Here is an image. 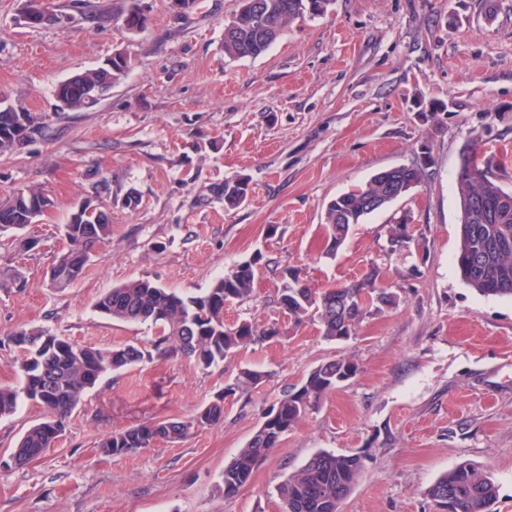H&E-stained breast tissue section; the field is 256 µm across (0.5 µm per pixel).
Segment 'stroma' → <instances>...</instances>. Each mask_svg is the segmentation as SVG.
Masks as SVG:
<instances>
[{"instance_id": "35a3bbf8", "label": "stroma", "mask_w": 512, "mask_h": 512, "mask_svg": "<svg viewBox=\"0 0 512 512\" xmlns=\"http://www.w3.org/2000/svg\"><path fill=\"white\" fill-rule=\"evenodd\" d=\"M168 2L141 0L148 26L132 32L121 17L130 0H53L65 22L38 28L22 21L25 0H0V91L42 122L36 139L0 155V198L37 187L54 202L25 231L34 250L0 235V264L26 277L23 290L0 291V336L39 327L81 345L146 348L153 330L101 314V295L133 279L200 294L258 253L262 276L224 319L278 321L284 335L205 371L177 355L108 375L55 446L18 468L8 463L15 443L45 417L22 403L0 419V512H281L275 486L320 450L363 461L341 512H433L425 490L465 461L492 473L494 512H512V299L480 295L454 263L464 145L483 141L499 184L512 190V0H496L490 13L485 0H333L242 59L224 54L239 0H201L184 17ZM116 52L130 60L121 84L89 110H57L60 81ZM438 101L447 111L430 113ZM424 147L433 165L421 184L353 225L328 256V203L381 170L416 163ZM238 177L248 178L249 195L229 210L213 189ZM131 192L134 209L124 204ZM88 194L112 236L84 278L60 291L48 271ZM405 213L426 249L387 254L388 228ZM287 267L315 288L373 269L401 302L330 342L317 321L284 320L277 290ZM340 356L357 363L355 378L225 497L224 468L270 407ZM244 367L267 379L228 397L220 423L177 443L102 453L112 432L195 415Z\"/></svg>"}]
</instances>
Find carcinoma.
Masks as SVG:
<instances>
[{"mask_svg": "<svg viewBox=\"0 0 512 512\" xmlns=\"http://www.w3.org/2000/svg\"><path fill=\"white\" fill-rule=\"evenodd\" d=\"M264 21L255 23L240 10L235 14L238 29L224 30V54L230 59L258 57L281 35L293 20L307 14L309 3L328 10L331 0H259ZM129 68V59L104 63L95 69L59 82L55 97L72 111L93 108L103 95L119 83ZM8 99H0V154L10 153L41 133L40 118L26 112L21 120L7 111ZM423 170L416 165L399 166L375 174L364 186L331 200L326 208L325 234L334 254L344 244L354 224L383 210L374 205L392 203L407 195L410 187L422 183ZM460 187V242L456 265L462 280L484 296L512 297V208L504 215L474 217L468 202L476 196L490 198L505 193L494 176L493 160L486 164L483 180L470 181V173H457ZM227 209L242 205L249 195V181H225L215 189ZM45 194L39 188L13 193L0 201V234L17 232L34 223L42 209ZM81 212L64 225L67 248L52 266L51 282L65 290L84 275L89 253L109 240L110 224L96 197L82 198ZM261 257L236 264L217 279L202 295L189 296L171 291L147 279L117 286L97 301L98 310L114 320L147 324L155 328L151 349L127 344L121 347L81 346L41 328L20 329L0 337V346H11L22 354L19 364L20 388L0 387V418L12 416L20 403L32 402L43 408L44 420L30 426L11 454L12 462L22 465L52 447L65 431V421L82 395L107 374L138 365L157 356L178 354L207 370L237 355L250 345L277 341L282 330L277 322L265 326L241 321L224 323V306L249 297L255 279L261 274ZM25 287L21 269L0 266V290L10 292ZM278 304L288 319L300 323L312 318L322 336L342 341L355 334L357 326L372 310L393 308L398 296L377 285L376 270L364 277L328 288H313L297 268H286L278 288ZM358 366L350 357H338L314 367L301 383L285 390L272 405L264 421L245 448L224 467V496L234 497L247 486L267 454L277 447L307 414L317 410L330 393L357 375ZM265 374L245 367L213 402L185 420H163L129 427L106 437L100 443L103 453L122 456L160 441L175 443L194 431L224 419V398L244 394L264 382ZM362 463L354 454L319 451L296 472L275 487L282 512H339L361 474ZM434 506L449 502L453 512H491L497 498L492 474L485 467L463 462L440 476L425 490Z\"/></svg>", "mask_w": 512, "mask_h": 512, "instance_id": "obj_1", "label": "carcinoma"}]
</instances>
